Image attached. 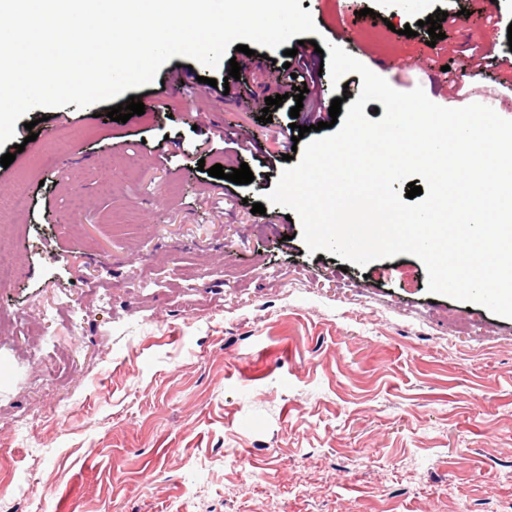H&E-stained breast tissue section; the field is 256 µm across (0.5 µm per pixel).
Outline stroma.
<instances>
[{"mask_svg": "<svg viewBox=\"0 0 512 512\" xmlns=\"http://www.w3.org/2000/svg\"><path fill=\"white\" fill-rule=\"evenodd\" d=\"M438 10L456 19L434 42ZM311 15L395 90L460 108L490 87L512 120V0ZM283 50L172 57L115 100L163 111L36 107L0 146L24 147L0 198L28 185L0 221L17 260L0 281V512H512V318L428 292L416 256L317 255L288 208L252 210L295 134ZM180 65L193 81L168 84ZM42 117L53 138L28 141ZM218 161L253 181L198 169Z\"/></svg>", "mask_w": 512, "mask_h": 512, "instance_id": "1", "label": "stroma"}]
</instances>
